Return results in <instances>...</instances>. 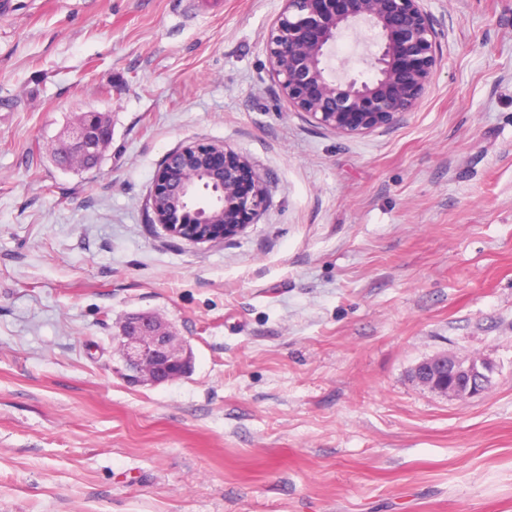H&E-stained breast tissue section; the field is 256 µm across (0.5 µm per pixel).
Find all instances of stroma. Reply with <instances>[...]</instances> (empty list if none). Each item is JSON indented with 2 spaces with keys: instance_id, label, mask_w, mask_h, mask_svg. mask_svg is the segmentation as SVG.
<instances>
[{
  "instance_id": "obj_1",
  "label": "stroma",
  "mask_w": 512,
  "mask_h": 512,
  "mask_svg": "<svg viewBox=\"0 0 512 512\" xmlns=\"http://www.w3.org/2000/svg\"><path fill=\"white\" fill-rule=\"evenodd\" d=\"M415 111L343 136L293 111L263 41L283 0H0V512H512V0H423ZM331 54L368 78L376 36ZM112 141L74 171V114ZM227 145L269 203L228 242L151 222L172 150ZM158 313L188 377L115 372ZM479 354L491 384L411 371ZM491 370V365L483 358L462 359L444 352L417 364L413 377L442 396L467 398L488 388Z\"/></svg>"
}]
</instances>
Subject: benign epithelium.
Listing matches in <instances>:
<instances>
[{
  "label": "benign epithelium",
  "mask_w": 512,
  "mask_h": 512,
  "mask_svg": "<svg viewBox=\"0 0 512 512\" xmlns=\"http://www.w3.org/2000/svg\"><path fill=\"white\" fill-rule=\"evenodd\" d=\"M422 0H284L264 49L288 105L340 135H361L396 124L420 104L438 63L440 45ZM364 23L377 38L374 75L338 78L328 54L338 35ZM112 129L92 112L72 122L66 153L71 168H87L110 142ZM204 173L214 200L197 204L196 174ZM268 204L265 180L229 146L191 144L169 152L149 196L155 223L193 244L230 241ZM117 372L131 385H159L190 371V348L157 314L123 321ZM491 365L480 357L444 352L413 370L421 385L446 397H473L488 388Z\"/></svg>",
  "instance_id": "obj_1"
}]
</instances>
